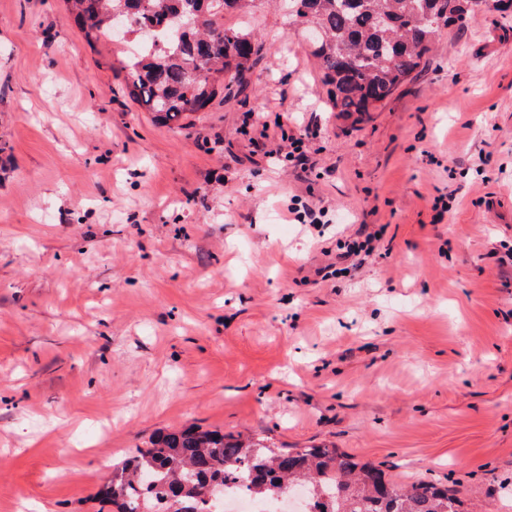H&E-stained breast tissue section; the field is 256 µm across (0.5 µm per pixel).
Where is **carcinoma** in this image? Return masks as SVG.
<instances>
[{
	"label": "carcinoma",
	"instance_id": "obj_1",
	"mask_svg": "<svg viewBox=\"0 0 512 512\" xmlns=\"http://www.w3.org/2000/svg\"><path fill=\"white\" fill-rule=\"evenodd\" d=\"M252 0H66L89 44L113 41L126 19L131 42L125 90L154 118L172 125L203 111L244 72L261 45L251 32L224 28V14ZM289 16L317 20L327 40L312 43L329 101L349 119L377 111L418 72L444 29L476 20L468 0H288ZM259 501L304 487L317 512H464L455 492L430 482L399 486L384 472L334 448H274L189 426L163 431L112 464L95 497L118 512H212L210 490L226 479Z\"/></svg>",
	"mask_w": 512,
	"mask_h": 512
}]
</instances>
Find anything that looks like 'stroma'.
Wrapping results in <instances>:
<instances>
[{
	"mask_svg": "<svg viewBox=\"0 0 512 512\" xmlns=\"http://www.w3.org/2000/svg\"><path fill=\"white\" fill-rule=\"evenodd\" d=\"M225 23L261 51L165 126L124 91L127 44L0 0V512H110L101 456L189 425L512 512V9L444 30L356 123L282 9ZM311 121L308 172L267 158ZM362 224L373 255L322 280ZM292 203L291 212L295 214L296 220L300 224H325L322 218L326 216L328 210L324 207L316 208L309 203L302 201V199H295Z\"/></svg>",
	"mask_w": 512,
	"mask_h": 512,
	"instance_id": "1",
	"label": "stroma"
}]
</instances>
